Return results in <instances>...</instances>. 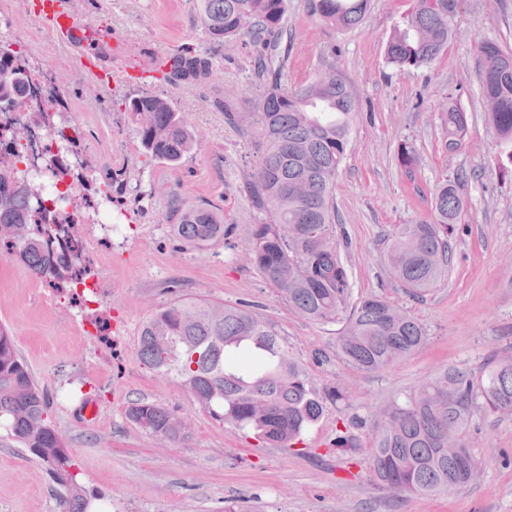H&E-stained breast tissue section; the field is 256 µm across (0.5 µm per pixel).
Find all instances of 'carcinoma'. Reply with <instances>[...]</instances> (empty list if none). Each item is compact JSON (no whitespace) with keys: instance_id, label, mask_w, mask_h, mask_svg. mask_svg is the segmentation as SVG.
<instances>
[{"instance_id":"cac0c4a2","label":"carcinoma","mask_w":512,"mask_h":512,"mask_svg":"<svg viewBox=\"0 0 512 512\" xmlns=\"http://www.w3.org/2000/svg\"><path fill=\"white\" fill-rule=\"evenodd\" d=\"M386 45V61L396 69L430 65L454 35L461 0H413ZM369 0H305L309 16L339 30L361 24ZM288 0H199L200 21L217 41L258 38L269 61L258 77L263 87L258 116L265 149L247 189L269 220L252 225L248 251L253 265L301 316L335 319L350 295L347 268L333 243V188L356 112L353 93L336 68L309 82L282 85V68H273L286 31ZM19 59L0 44V104L20 106L32 81L19 72ZM207 58L178 53L169 81L205 78ZM476 75L487 119L512 160V52L497 43L479 44ZM129 114L139 141L152 157L171 166L194 149L197 139L170 103L154 95L131 100ZM445 123L450 152L458 149L467 115L448 101ZM461 178L444 179L433 193V218L397 224L388 234L385 260L392 274L414 293L434 287L448 269V241L463 200ZM24 225L28 233L11 240L0 233L6 256L40 277H56L44 253L35 201L17 189L0 188V228ZM186 245L201 248L224 238V221L215 211L189 208L176 225ZM418 319L380 296H367L351 308L337 339L340 356L365 371L383 369L426 343ZM140 362L161 376L183 380L216 418L253 433L262 444L290 447L323 415L326 404L346 398L339 385L316 392L301 366L288 355L278 334L253 310L193 299L178 300L155 312L140 331ZM48 398L19 356L14 337L0 325V428L45 466L56 485L61 512H85L87 499L74 473L62 436L48 417ZM512 415V360L498 361L480 377L446 367L404 398L394 399L377 420L342 421L332 447H357L352 426L369 427L371 468L382 484L402 492L451 490L469 483L479 463L463 465L439 452L440 436L453 430L466 446V429L480 412ZM126 417L160 440L188 436L173 428L178 415L146 401L131 404Z\"/></svg>"}]
</instances>
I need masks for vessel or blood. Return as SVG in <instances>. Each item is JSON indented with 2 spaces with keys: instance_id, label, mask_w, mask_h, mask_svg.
I'll use <instances>...</instances> for the list:
<instances>
[{
  "instance_id": "vessel-or-blood-1",
  "label": "vessel or blood",
  "mask_w": 512,
  "mask_h": 512,
  "mask_svg": "<svg viewBox=\"0 0 512 512\" xmlns=\"http://www.w3.org/2000/svg\"><path fill=\"white\" fill-rule=\"evenodd\" d=\"M23 12L35 20L59 46L70 51L83 76L90 96H100L111 89L141 85L148 76L146 64H112L110 58L84 37L86 18L76 0H23Z\"/></svg>"
}]
</instances>
